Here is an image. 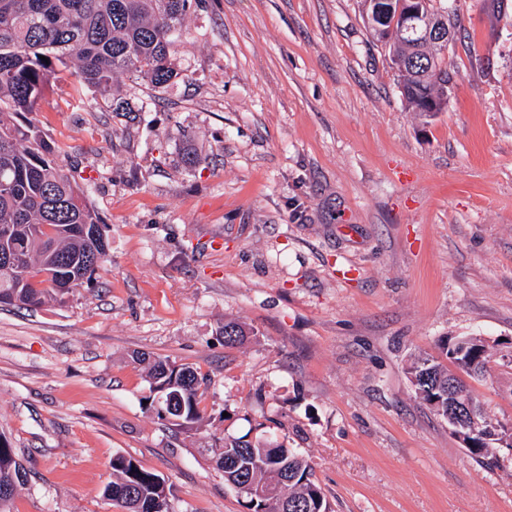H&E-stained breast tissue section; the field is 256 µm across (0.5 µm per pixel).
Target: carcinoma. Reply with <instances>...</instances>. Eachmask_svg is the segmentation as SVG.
<instances>
[{"mask_svg": "<svg viewBox=\"0 0 512 512\" xmlns=\"http://www.w3.org/2000/svg\"><path fill=\"white\" fill-rule=\"evenodd\" d=\"M424 0L416 25L396 18L399 0L373 3L366 13L386 8L382 31L372 30L389 43L392 56L411 61L399 75L408 106L428 117L423 103L437 99V111L448 107L440 82L453 81V70L439 47L428 43L426 20L447 13L457 22L452 6ZM190 0H0V298L18 308H32L46 300L60 301L61 285L70 276L91 279L106 253L93 258L94 241L82 235L79 224H97L99 218L82 191L55 161V146L30 121V114L58 68L79 84L111 94L114 79L130 75L164 88L178 76L170 49L183 28ZM250 331L236 322L224 324V343L243 344ZM464 345L445 342L442 354L461 372L482 373L487 346L477 336L463 337ZM164 361L149 368V409L161 419L187 426L200 419L199 389L204 379L188 367L166 374ZM411 382L420 399L448 419V394L473 401L458 376L435 361L418 357L410 368ZM468 451L480 457L491 453V443L512 447V434L482 410L465 431ZM224 472V482L246 497L249 512H332L322 488L313 479L307 458L282 445L226 440L211 449ZM115 480L105 496L128 512H172L171 487L159 475L133 459H112ZM28 472L10 444L0 445V512H9L17 487Z\"/></svg>", "mask_w": 512, "mask_h": 512, "instance_id": "carcinoma-1", "label": "carcinoma"}]
</instances>
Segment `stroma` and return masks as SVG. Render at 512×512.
Returning <instances> with one entry per match:
<instances>
[{
    "label": "stroma",
    "instance_id": "obj_1",
    "mask_svg": "<svg viewBox=\"0 0 512 512\" xmlns=\"http://www.w3.org/2000/svg\"><path fill=\"white\" fill-rule=\"evenodd\" d=\"M454 6L431 118L363 0H192L178 77L118 76L126 112L58 71L30 119L108 249L63 302L0 305V434L30 471L11 512H120L117 454L174 512H246L210 453L231 439L308 458L334 512H512V448L470 454L407 372L481 337L468 388L512 426V19ZM138 353L203 377L197 423L146 408Z\"/></svg>",
    "mask_w": 512,
    "mask_h": 512
}]
</instances>
